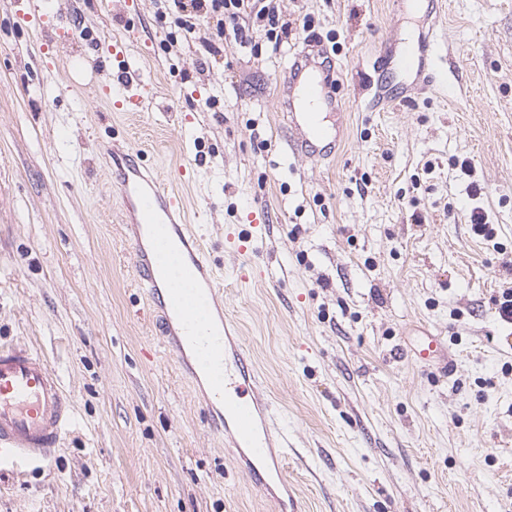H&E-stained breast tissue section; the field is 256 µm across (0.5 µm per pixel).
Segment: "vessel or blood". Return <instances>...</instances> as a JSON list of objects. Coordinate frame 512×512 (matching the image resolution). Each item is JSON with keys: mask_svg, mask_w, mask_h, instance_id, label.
I'll list each match as a JSON object with an SVG mask.
<instances>
[{"mask_svg": "<svg viewBox=\"0 0 512 512\" xmlns=\"http://www.w3.org/2000/svg\"><path fill=\"white\" fill-rule=\"evenodd\" d=\"M436 42V34L429 33L405 44L398 66L418 74L434 70L439 65ZM107 50L116 68L106 71L104 82H117L124 98L142 104L149 92L129 72L128 43L114 37ZM326 55L323 43L306 44L284 74V106L297 131L290 146L298 156L336 146V135L307 110L313 103L324 109L336 105L334 71L322 65ZM105 176L120 199L136 278L159 317L166 346L193 384H207V412L224 409L212 422L214 430L224 432L238 448L251 474L286 483L282 462L288 434L276 428L272 404L258 386L254 365L228 331L211 261L186 222L184 197L148 171L135 151ZM72 423L73 403L47 360L22 345H0V467L49 460Z\"/></svg>", "mask_w": 512, "mask_h": 512, "instance_id": "obj_1", "label": "vessel or blood"}]
</instances>
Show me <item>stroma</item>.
Masks as SVG:
<instances>
[{"instance_id":"35a3bbf8","label":"stroma","mask_w":512,"mask_h":512,"mask_svg":"<svg viewBox=\"0 0 512 512\" xmlns=\"http://www.w3.org/2000/svg\"><path fill=\"white\" fill-rule=\"evenodd\" d=\"M48 29L0 0V344L42 354L74 401L50 461L0 470V512H512V0H276L296 43L335 38L344 136L294 156L287 53L259 59L172 40L154 0H36ZM444 72L372 63L423 20ZM74 56L127 39L154 103L116 112L91 74L62 93L58 29ZM409 103L367 111L370 77ZM145 152L186 174L188 220L223 291L224 316L287 429L288 485L237 463L154 327L104 165ZM472 165L463 174L462 161ZM482 208L496 236L474 234ZM265 222L251 250L227 234ZM444 339L451 370L412 352Z\"/></svg>"}]
</instances>
